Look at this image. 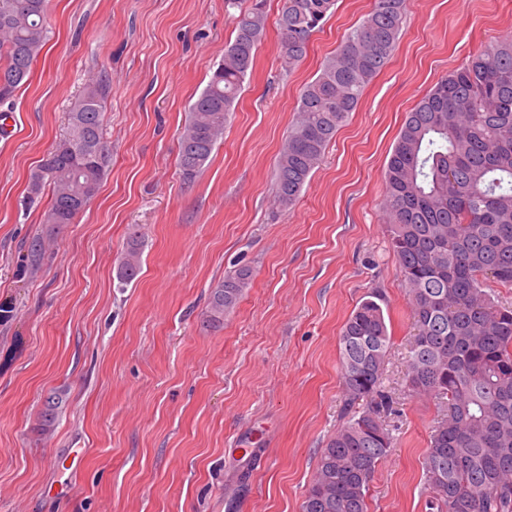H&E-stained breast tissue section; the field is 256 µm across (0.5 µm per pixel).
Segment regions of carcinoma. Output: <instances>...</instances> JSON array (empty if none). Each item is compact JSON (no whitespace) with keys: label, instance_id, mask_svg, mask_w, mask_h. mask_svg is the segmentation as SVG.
I'll use <instances>...</instances> for the list:
<instances>
[{"label":"carcinoma","instance_id":"cac0c4a2","mask_svg":"<svg viewBox=\"0 0 512 512\" xmlns=\"http://www.w3.org/2000/svg\"><path fill=\"white\" fill-rule=\"evenodd\" d=\"M266 0L233 17L224 50L179 136L187 182L202 174L223 139L257 48L266 36ZM337 0H281L278 52L290 71ZM49 0H0V102L25 84L47 42ZM405 19V0H373L336 54L304 84L275 164L274 201L293 204L365 88L390 60ZM107 79L89 80L67 113V131L29 173L30 193L52 186L43 223L74 222L96 196L110 156L103 141ZM82 147L90 160L69 164ZM382 209L415 322L407 382L447 413L433 426L422 468L436 512H512V307L485 291L492 279L512 288V40L491 42L442 77L406 113L385 172ZM143 244L131 233L118 263L122 288L141 267ZM47 241L26 245L30 271ZM241 266L209 298L211 322L234 310L249 286ZM378 289L367 293L340 334L344 422L321 449L301 512H368L367 494L391 447L380 389L391 336ZM66 392L43 401L39 429L53 427Z\"/></svg>","mask_w":512,"mask_h":512}]
</instances>
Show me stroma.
Masks as SVG:
<instances>
[{"label": "stroma", "instance_id": "35a3bbf8", "mask_svg": "<svg viewBox=\"0 0 512 512\" xmlns=\"http://www.w3.org/2000/svg\"><path fill=\"white\" fill-rule=\"evenodd\" d=\"M373 0H337L306 59L282 75L280 0L204 172L183 181L179 131L224 57V0H50L49 40L0 133V512H300L319 451L343 422L341 328L382 290L393 347L382 388L392 435L368 512H430L421 462L446 406L410 391L413 319L381 209L405 115L485 44L512 40V0H407L387 66L368 84L298 200L275 203L276 157L299 92ZM105 75L111 160L60 233L28 173L64 135L86 80ZM141 270L116 285L126 241ZM50 236L19 276L20 246ZM251 285L220 323L212 286ZM68 401L38 429L44 397ZM83 449L79 467L71 450Z\"/></svg>", "mask_w": 512, "mask_h": 512}]
</instances>
